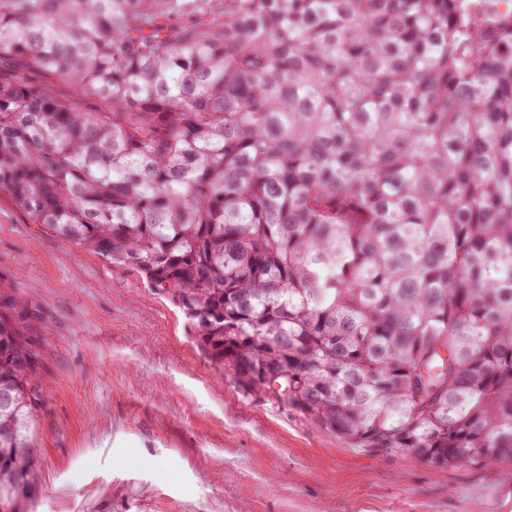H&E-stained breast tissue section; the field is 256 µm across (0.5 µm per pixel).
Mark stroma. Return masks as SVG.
<instances>
[{
  "label": "stroma",
  "mask_w": 512,
  "mask_h": 512,
  "mask_svg": "<svg viewBox=\"0 0 512 512\" xmlns=\"http://www.w3.org/2000/svg\"><path fill=\"white\" fill-rule=\"evenodd\" d=\"M0 293L41 365L32 512H512V468L352 448L253 402L130 265L0 209Z\"/></svg>",
  "instance_id": "stroma-1"
}]
</instances>
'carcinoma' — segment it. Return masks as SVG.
Wrapping results in <instances>:
<instances>
[{"mask_svg": "<svg viewBox=\"0 0 512 512\" xmlns=\"http://www.w3.org/2000/svg\"><path fill=\"white\" fill-rule=\"evenodd\" d=\"M0 0V208L173 295L242 396L352 448L512 461V13ZM33 318L0 294V512Z\"/></svg>", "mask_w": 512, "mask_h": 512, "instance_id": "1", "label": "carcinoma"}]
</instances>
